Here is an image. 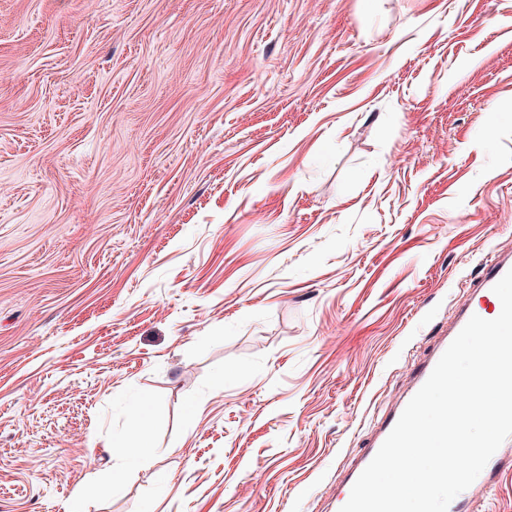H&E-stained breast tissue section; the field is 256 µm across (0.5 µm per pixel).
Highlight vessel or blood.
<instances>
[{
  "mask_svg": "<svg viewBox=\"0 0 512 512\" xmlns=\"http://www.w3.org/2000/svg\"><path fill=\"white\" fill-rule=\"evenodd\" d=\"M511 270L512 257L510 256L497 254L486 263L481 277L470 285L471 297L468 303L457 309L447 333L441 338L429 358L417 367L413 381L414 388L423 386L441 356L472 316L476 315L487 320L499 316L501 302L494 293L493 287ZM400 416V411H393L391 416L381 423L366 451L350 471L347 477L348 483L356 482L375 457ZM509 475H512V437L506 439L504 448L495 452L476 480L451 502L448 512H473L474 504L486 500L500 481Z\"/></svg>",
  "mask_w": 512,
  "mask_h": 512,
  "instance_id": "obj_1",
  "label": "vessel or blood"
}]
</instances>
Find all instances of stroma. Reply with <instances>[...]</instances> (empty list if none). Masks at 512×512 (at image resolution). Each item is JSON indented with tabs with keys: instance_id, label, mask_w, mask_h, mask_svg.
I'll return each mask as SVG.
<instances>
[{
	"instance_id": "1",
	"label": "stroma",
	"mask_w": 512,
	"mask_h": 512,
	"mask_svg": "<svg viewBox=\"0 0 512 512\" xmlns=\"http://www.w3.org/2000/svg\"><path fill=\"white\" fill-rule=\"evenodd\" d=\"M494 252L512 0H0V512H336Z\"/></svg>"
}]
</instances>
